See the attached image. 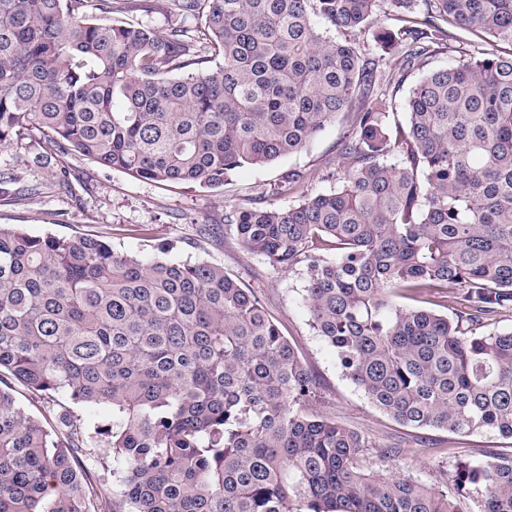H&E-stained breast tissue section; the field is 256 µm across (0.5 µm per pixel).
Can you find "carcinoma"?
I'll use <instances>...</instances> for the list:
<instances>
[{"instance_id":"carcinoma-1","label":"carcinoma","mask_w":512,"mask_h":512,"mask_svg":"<svg viewBox=\"0 0 512 512\" xmlns=\"http://www.w3.org/2000/svg\"><path fill=\"white\" fill-rule=\"evenodd\" d=\"M151 9L0 0V147L27 168L76 152L213 189L350 116L336 189L290 170L297 203L233 207L224 232L278 271L305 266L310 329L392 420L512 438V329L496 327L512 316V53L427 72L403 123L382 110L458 34L512 44V0H167L163 31L126 19ZM2 372L110 420L66 417L64 442L0 387V512H90L74 454L99 435L111 512H512V453L457 461L444 490L364 470L371 442L313 408L320 384L264 299L209 262L1 224Z\"/></svg>"}]
</instances>
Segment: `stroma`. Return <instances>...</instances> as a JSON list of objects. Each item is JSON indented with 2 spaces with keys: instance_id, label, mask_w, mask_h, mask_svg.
I'll return each instance as SVG.
<instances>
[{
  "instance_id": "1",
  "label": "stroma",
  "mask_w": 512,
  "mask_h": 512,
  "mask_svg": "<svg viewBox=\"0 0 512 512\" xmlns=\"http://www.w3.org/2000/svg\"><path fill=\"white\" fill-rule=\"evenodd\" d=\"M338 138V125H329L302 151L268 165L244 166L229 184L216 189L141 181L72 153L34 172V179L42 184L40 194L0 199V224L23 225L34 236L92 234L111 242L117 251L144 259L162 256L173 262L205 260L223 266L263 295L282 334L319 379L321 410L372 441L365 456L366 470L399 472L441 488L448 484L457 460H482L492 450L510 452L512 439L492 431L457 435L413 429L390 419L343 375L333 350L310 329L304 268L277 271L224 232L225 211L247 204L250 198L262 197L276 207L294 204V196L277 192V183L288 170L304 172L311 192L333 190L336 182L326 171L336 157ZM62 171L72 185L66 194L55 188L56 175ZM12 394L19 407L49 428L56 426L59 414L65 411L89 428L105 425L110 419L108 407L76 404L62 392L46 396L16 382ZM387 446L398 447V455L384 454ZM78 459L90 491L111 489L112 451L104 441L87 442Z\"/></svg>"
}]
</instances>
